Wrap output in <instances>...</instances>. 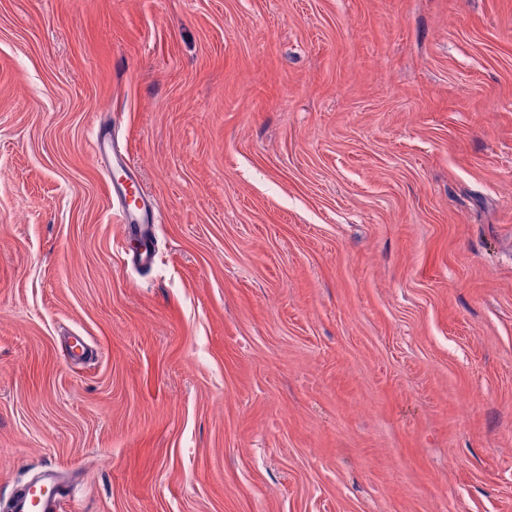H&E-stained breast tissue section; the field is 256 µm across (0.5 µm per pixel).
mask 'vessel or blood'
Here are the masks:
<instances>
[{"label":"vessel or blood","mask_w":512,"mask_h":512,"mask_svg":"<svg viewBox=\"0 0 512 512\" xmlns=\"http://www.w3.org/2000/svg\"><path fill=\"white\" fill-rule=\"evenodd\" d=\"M94 156L118 163L114 185L115 222L130 225L148 219L154 205L128 163L123 162V153L115 144L110 128L103 126L98 129L94 140ZM67 495L68 487L57 473L45 471L35 482L13 496L9 512H58L61 501Z\"/></svg>","instance_id":"b4317fda"}]
</instances>
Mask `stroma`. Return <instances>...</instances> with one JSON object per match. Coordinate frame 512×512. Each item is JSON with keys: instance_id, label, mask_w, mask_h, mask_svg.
Masks as SVG:
<instances>
[{"instance_id": "stroma-1", "label": "stroma", "mask_w": 512, "mask_h": 512, "mask_svg": "<svg viewBox=\"0 0 512 512\" xmlns=\"http://www.w3.org/2000/svg\"><path fill=\"white\" fill-rule=\"evenodd\" d=\"M47 469L59 512H512V0H0V512ZM94 157L108 161L121 159L117 162L114 187L117 203L113 206V218L117 224L132 225L134 220L149 218L155 209L137 176L131 171L128 156L123 153L112 139L110 128L100 127L94 140Z\"/></svg>"}]
</instances>
